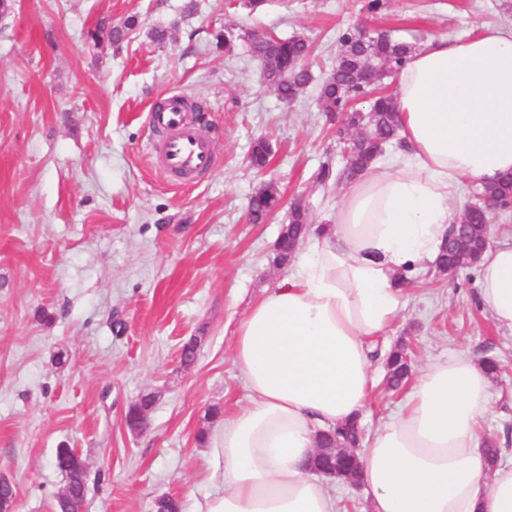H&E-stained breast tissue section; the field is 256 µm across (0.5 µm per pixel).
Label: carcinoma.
<instances>
[{
	"mask_svg": "<svg viewBox=\"0 0 512 512\" xmlns=\"http://www.w3.org/2000/svg\"><path fill=\"white\" fill-rule=\"evenodd\" d=\"M137 24V16L132 15L118 26L98 28L92 33V38L98 40L105 36L119 44ZM214 40L217 47L227 51L233 50L237 42H245L251 57L261 67L264 82L288 103L298 99L312 81L311 71L304 66V60L312 52V44L303 35L295 34L283 39L268 32L243 31L228 25L214 34ZM336 41V60L331 72L320 83L318 96L330 120L342 122L337 135L349 153L343 154V166L340 168H333L329 161L321 165L318 181L323 185L341 179H355L378 160L389 145L400 141L393 95L377 93L375 89L383 84L385 78L397 73L408 55L416 49V45L396 39L386 32L358 25L340 30ZM364 99L369 100L370 104V115L367 117L355 108V104ZM482 195L497 201L502 212L512 211V177H505L495 187H482ZM280 197L276 182H262L249 200L252 222L266 221ZM487 219L488 216L481 209L473 207L469 210V239L476 248L490 237L491 227ZM308 224L307 205L301 201L292 203L288 210V224L283 226L275 246L276 265H288L297 244L308 231ZM450 266L464 270L474 267L475 263L469 251L450 245L441 249L435 267L442 272ZM387 364L391 384H401L410 368L405 351L397 349L392 352ZM338 444L357 447L359 431L356 422L350 421L348 426L324 434L314 466L319 469L334 466ZM68 476L70 495L58 499L60 512H71L72 500L85 494V471L74 470Z\"/></svg>",
	"mask_w": 512,
	"mask_h": 512,
	"instance_id": "obj_1",
	"label": "carcinoma"
}]
</instances>
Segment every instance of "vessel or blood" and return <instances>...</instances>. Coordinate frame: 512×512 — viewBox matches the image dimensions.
Returning <instances> with one entry per match:
<instances>
[{"label":"vessel or blood","mask_w":512,"mask_h":512,"mask_svg":"<svg viewBox=\"0 0 512 512\" xmlns=\"http://www.w3.org/2000/svg\"><path fill=\"white\" fill-rule=\"evenodd\" d=\"M148 121L161 134L156 155L167 174L189 177L211 168V145L198 127L187 120L181 95H166L163 107L151 109Z\"/></svg>","instance_id":"b4317fda"}]
</instances>
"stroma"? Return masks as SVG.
<instances>
[{"instance_id": "obj_1", "label": "stroma", "mask_w": 512, "mask_h": 512, "mask_svg": "<svg viewBox=\"0 0 512 512\" xmlns=\"http://www.w3.org/2000/svg\"><path fill=\"white\" fill-rule=\"evenodd\" d=\"M15 0L0 18V478L13 512H55L65 475L57 448L87 465L85 512H148L158 496L199 512L213 488L197 439L244 407L230 360L237 323L282 278L274 245L279 210L255 224L250 196L274 180L286 205L304 199L329 225L348 188L316 181L337 158L336 126L319 85L338 32L359 23L407 40L457 37L486 22L512 31V0H269L247 14L236 0ZM137 16L120 44L92 40L101 22ZM314 44L313 80L279 99L245 43L216 48L226 25ZM170 29L164 43L152 30ZM200 103L194 124L214 168L192 181L163 173L148 124L165 92ZM266 139V167L250 162ZM478 270L412 277L390 331L373 340V389L360 421L372 436L395 416L407 387L387 383V356L403 348L413 374L464 352L495 359L481 434L512 452V330L474 301ZM196 341L191 364L185 343ZM151 393L143 431L125 424ZM218 418H208L211 407Z\"/></svg>"}]
</instances>
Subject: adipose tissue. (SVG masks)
<instances>
[{
	"instance_id": "1",
	"label": "adipose tissue",
	"mask_w": 512,
	"mask_h": 512,
	"mask_svg": "<svg viewBox=\"0 0 512 512\" xmlns=\"http://www.w3.org/2000/svg\"><path fill=\"white\" fill-rule=\"evenodd\" d=\"M403 146L352 183L280 282L239 321L231 361L248 404L213 433L202 512H336L307 468L319 432L361 417L370 344L398 317L403 279L434 266L465 184L512 173V32L433 37L396 77ZM477 301L512 329V243L487 248ZM490 377L462 353L425 368L401 412L357 452L371 512H512V465H489L479 425Z\"/></svg>"
}]
</instances>
